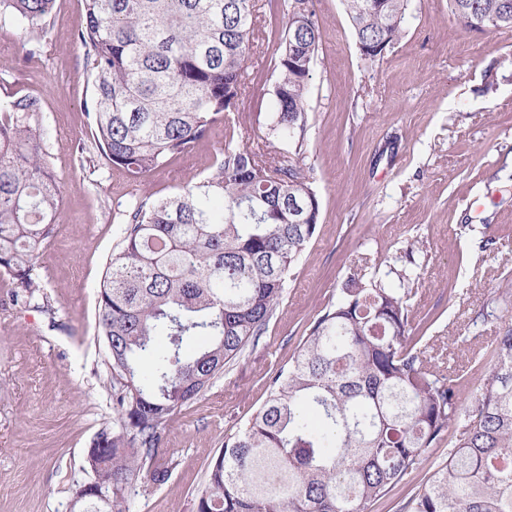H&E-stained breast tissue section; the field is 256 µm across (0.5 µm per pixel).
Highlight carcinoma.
Instances as JSON below:
<instances>
[{"label":"carcinoma","instance_id":"carcinoma-1","mask_svg":"<svg viewBox=\"0 0 512 512\" xmlns=\"http://www.w3.org/2000/svg\"><path fill=\"white\" fill-rule=\"evenodd\" d=\"M56 0H0V15L45 31ZM355 39L389 47L409 0H345ZM255 0H85L99 157L134 179L165 167L236 108L254 35ZM275 109L263 131L277 160L227 128L212 172L125 215L120 250L98 293L116 420L105 438L112 510L141 477H170L161 429L262 335L320 214L313 169L300 164L307 87L320 30L313 0H282ZM457 21L477 13L512 28V0H448ZM39 100L0 104V271L32 294V277L62 208L43 148ZM351 275L312 322L266 400L209 465L196 512H367L406 480L428 449L448 460L408 512H512V326L493 337L479 396L458 398L456 370L409 336L412 289ZM208 342L192 346L193 339Z\"/></svg>","mask_w":512,"mask_h":512}]
</instances>
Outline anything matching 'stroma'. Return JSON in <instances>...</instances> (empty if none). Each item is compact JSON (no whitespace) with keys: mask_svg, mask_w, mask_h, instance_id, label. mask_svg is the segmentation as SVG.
<instances>
[{"mask_svg":"<svg viewBox=\"0 0 512 512\" xmlns=\"http://www.w3.org/2000/svg\"><path fill=\"white\" fill-rule=\"evenodd\" d=\"M321 40L308 85L304 162L320 200L316 232L265 333L227 364L161 431L164 485L139 479L122 512H195L208 466L266 398L313 319L354 273L405 271L414 290L409 333L457 367L470 405L474 363L496 328L512 324V29L476 32L448 0H410L402 37L361 56L344 0H314ZM83 0H57L45 36L0 18V101L30 95L54 171L64 183L57 230L33 269L41 287L16 296L0 278V512H74L90 480L86 456L112 428V367L98 331V291L123 239L122 211L208 173L224 129L138 181L80 158L91 140L92 84L76 34ZM280 0H258L248 85L229 122L251 130L273 112ZM430 448L407 483L368 512H406L415 489L447 460Z\"/></svg>","mask_w":512,"mask_h":512,"instance_id":"obj_1","label":"stroma"}]
</instances>
